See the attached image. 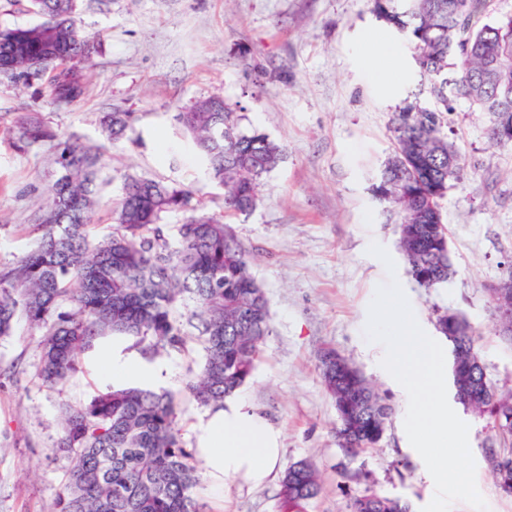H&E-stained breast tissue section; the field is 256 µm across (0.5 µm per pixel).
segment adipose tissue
I'll return each mask as SVG.
<instances>
[{"mask_svg": "<svg viewBox=\"0 0 512 512\" xmlns=\"http://www.w3.org/2000/svg\"><path fill=\"white\" fill-rule=\"evenodd\" d=\"M197 451L211 482L240 476L261 484L279 458V435L264 420L228 398L207 414L197 432Z\"/></svg>", "mask_w": 512, "mask_h": 512, "instance_id": "1", "label": "adipose tissue"}]
</instances>
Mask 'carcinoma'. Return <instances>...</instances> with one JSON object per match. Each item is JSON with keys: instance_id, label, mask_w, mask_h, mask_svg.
Masks as SVG:
<instances>
[{"instance_id": "cac0c4a2", "label": "carcinoma", "mask_w": 512, "mask_h": 512, "mask_svg": "<svg viewBox=\"0 0 512 512\" xmlns=\"http://www.w3.org/2000/svg\"><path fill=\"white\" fill-rule=\"evenodd\" d=\"M377 19L406 39L418 88L398 106L389 131L392 152L373 196L400 214L399 249L417 287L426 291L453 274L449 230L439 201L465 171L449 116L465 100L489 117L488 137L512 145V16L490 20L491 0H372ZM41 21L0 27V76L30 86L49 76L51 103L70 108L89 91L83 64L97 53L81 31L76 0H31ZM211 178L225 188L224 216L199 212L192 190L135 176L125 178L112 234L91 239L88 213L98 203L104 154L77 140L59 146L60 175L33 226L34 246L0 272V337L22 316L42 335L37 377L64 386L79 356L104 336H133L152 355L186 346V327L199 323L205 352L201 374L185 390L204 407L224 406L252 376L271 330L264 289L249 252L228 219L247 216L260 201L263 178L283 147L213 96L178 113ZM28 144L56 139L40 113L17 121ZM116 139L127 113L107 116ZM188 213L175 229L171 211ZM68 305L71 310L64 311ZM439 332L451 346L455 399L485 419L506 448L486 449L503 494L512 497V393L501 395L476 350V333L459 313H443ZM319 361L336 413V442L349 458L381 440L392 407L363 373L336 350ZM56 448L67 455L66 483L56 512H200L198 470L184 447L177 403L168 392L106 386L62 411ZM322 490L316 466L291 464L281 481V512H303ZM349 512H410L400 498L366 494Z\"/></svg>"}]
</instances>
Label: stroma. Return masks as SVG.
I'll list each match as a JSON object with an SVG mask.
<instances>
[{
  "label": "stroma",
  "mask_w": 512,
  "mask_h": 512,
  "mask_svg": "<svg viewBox=\"0 0 512 512\" xmlns=\"http://www.w3.org/2000/svg\"><path fill=\"white\" fill-rule=\"evenodd\" d=\"M372 0H77L81 30L100 52L88 69L89 96L78 106L52 105L46 82L0 79V270L31 245L27 229L56 177L54 143L30 147L18 139L17 114L41 113L60 139L75 136L103 147L105 184L91 222L96 235L112 230V211L126 175L190 188L204 212H224V189L208 176L176 116L208 96L236 107L241 126L280 143L285 156L265 179L248 217L233 220L266 291L273 330L259 362L237 392L244 407L273 426L281 458L260 486L201 477L194 496L202 512H280V482L288 466L311 460L322 493L305 512H347L349 498L376 492L420 512L435 494L405 429V389L382 367L385 348L365 334L378 286L397 277L422 330L437 343L444 311L466 317L477 350L497 387L512 388V343L499 334L490 287L512 258V146L492 144L488 117L458 101L452 117L465 173L441 202L450 230L455 275L440 288H415L399 252L397 216L374 198L372 185L391 148L389 121L417 86L411 52L379 22ZM126 112L131 129L112 140L100 119ZM382 246L396 271L369 254ZM41 336L18 319L0 338V512H54L67 458L57 451L59 408L79 403L112 377L101 366L111 339L84 353L63 389L43 387L37 372ZM332 346L371 380L393 407L376 447L348 459L336 445V410L317 369V353ZM204 351L197 337L183 350L152 358V390L172 393L188 450L196 448L206 410L184 386ZM469 426L476 482L488 512H512L485 458L495 447L486 420L454 407ZM363 470L364 480L342 477Z\"/></svg>",
  "instance_id": "stroma-1"
}]
</instances>
